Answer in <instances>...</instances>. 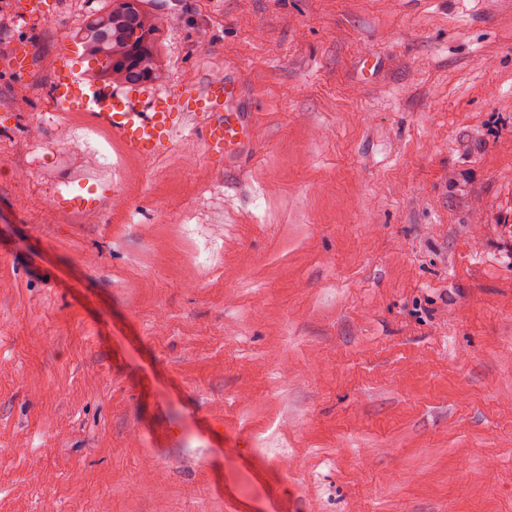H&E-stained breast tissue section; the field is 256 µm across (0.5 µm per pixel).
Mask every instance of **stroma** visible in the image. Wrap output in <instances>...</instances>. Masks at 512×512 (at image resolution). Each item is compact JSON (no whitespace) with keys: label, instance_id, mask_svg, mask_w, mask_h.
<instances>
[{"label":"stroma","instance_id":"obj_1","mask_svg":"<svg viewBox=\"0 0 512 512\" xmlns=\"http://www.w3.org/2000/svg\"><path fill=\"white\" fill-rule=\"evenodd\" d=\"M56 2L0 72V512H512V0H162L228 161L52 111ZM17 45H21L24 48V56H13L7 63L8 70L6 72L15 78L27 79L33 71V60L37 54V44L32 37H25L19 42L14 43L9 52Z\"/></svg>","mask_w":512,"mask_h":512}]
</instances>
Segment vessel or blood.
Segmentation results:
<instances>
[{
  "label": "vessel or blood",
  "mask_w": 512,
  "mask_h": 512,
  "mask_svg": "<svg viewBox=\"0 0 512 512\" xmlns=\"http://www.w3.org/2000/svg\"><path fill=\"white\" fill-rule=\"evenodd\" d=\"M48 8V0H18L16 16L31 28L47 15ZM21 45L23 54L13 56L7 69L13 77L26 79L33 71L37 44L26 37ZM239 93V83L228 79L200 89L187 85L175 92L147 85L90 83L61 59L50 99L55 111L90 113L130 154L146 160L166 153L184 114L194 112L208 154L222 158L239 152L251 139L249 127L230 108Z\"/></svg>",
  "instance_id": "obj_1"
}]
</instances>
